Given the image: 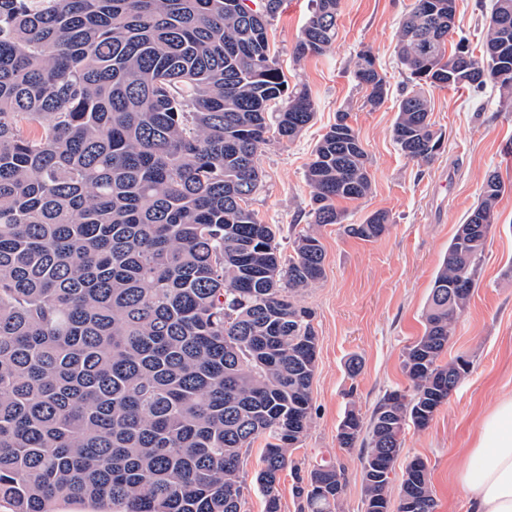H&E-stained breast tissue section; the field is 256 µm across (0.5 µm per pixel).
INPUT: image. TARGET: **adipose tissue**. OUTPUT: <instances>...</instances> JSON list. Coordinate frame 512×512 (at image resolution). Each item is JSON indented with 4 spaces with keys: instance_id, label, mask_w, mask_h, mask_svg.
Returning a JSON list of instances; mask_svg holds the SVG:
<instances>
[{
    "instance_id": "1",
    "label": "adipose tissue",
    "mask_w": 512,
    "mask_h": 512,
    "mask_svg": "<svg viewBox=\"0 0 512 512\" xmlns=\"http://www.w3.org/2000/svg\"><path fill=\"white\" fill-rule=\"evenodd\" d=\"M461 474L471 512H512V396L488 409Z\"/></svg>"
}]
</instances>
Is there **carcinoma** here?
<instances>
[{
	"label": "carcinoma",
	"instance_id": "obj_1",
	"mask_svg": "<svg viewBox=\"0 0 512 512\" xmlns=\"http://www.w3.org/2000/svg\"><path fill=\"white\" fill-rule=\"evenodd\" d=\"M340 0H315L293 54L326 53ZM283 0H0V505L54 512H242V469L261 439L264 512L312 419L314 312L299 295L325 275L313 233L283 259L251 208L257 157L294 140L314 102L288 87L267 25ZM455 0H414L397 37L415 89L391 129L429 164L441 136L425 87L492 84L512 112V27L485 23L480 55L450 42ZM467 55L477 66L460 73ZM365 106L388 95L366 76ZM350 113H336L305 170L313 224L365 241L382 210L345 223L341 201L372 189ZM506 186L496 175L456 230L432 282L424 331L404 352L406 390L369 422L348 410L342 448L360 451L364 512H435L430 471L390 473L408 426L425 428L469 373L442 361L477 284ZM470 287L452 288L459 279ZM339 466L297 478L305 512H340Z\"/></svg>",
	"mask_w": 512,
	"mask_h": 512
}]
</instances>
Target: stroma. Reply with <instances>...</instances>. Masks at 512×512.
<instances>
[{
	"mask_svg": "<svg viewBox=\"0 0 512 512\" xmlns=\"http://www.w3.org/2000/svg\"><path fill=\"white\" fill-rule=\"evenodd\" d=\"M413 0H341L336 39L321 56L295 59L293 48L313 7L312 0H285L268 26L269 42L289 86H306L315 103L313 121L291 142H269L259 156L263 184L252 207L261 221L277 225L284 254L298 234L316 229L325 250V276L300 297L315 313L317 370L311 385L312 420L291 454L294 469L279 483L281 512H301L292 489L296 475L325 462L341 464L346 486L340 512H363L358 450L339 447L337 428L346 411L370 418L382 396L405 389V349L423 332L435 274L457 227L475 206L489 175L507 191L487 237L478 286L458 319L449 356H467L472 368L433 421L408 428L390 475L400 485L408 461L429 467L436 512H469L459 475L470 462L468 448L481 412L512 395V112L498 111V88L430 87L431 119L444 143L427 165L406 159L391 138L397 104L411 88L395 54L396 36ZM494 0H457L455 31L479 49L481 30ZM370 50L388 80L378 109L364 105L354 64ZM347 110L372 161V191L344 203L350 224L376 210L388 212L387 232L373 241L345 234L336 224L311 226L312 190L306 165L321 136ZM358 372H350V361Z\"/></svg>",
	"mask_w": 512,
	"mask_h": 512,
	"instance_id": "obj_1",
	"label": "stroma"
}]
</instances>
